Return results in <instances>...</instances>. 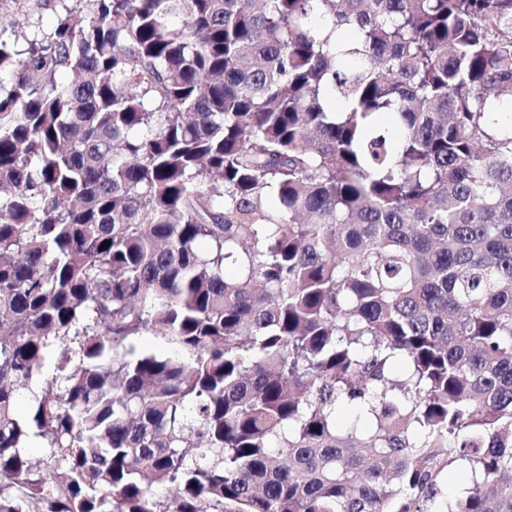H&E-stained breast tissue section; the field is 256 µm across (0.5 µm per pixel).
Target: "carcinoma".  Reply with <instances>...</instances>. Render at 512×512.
Instances as JSON below:
<instances>
[{"instance_id":"1","label":"carcinoma","mask_w":512,"mask_h":512,"mask_svg":"<svg viewBox=\"0 0 512 512\" xmlns=\"http://www.w3.org/2000/svg\"><path fill=\"white\" fill-rule=\"evenodd\" d=\"M58 3L0 39V512H512V0Z\"/></svg>"}]
</instances>
